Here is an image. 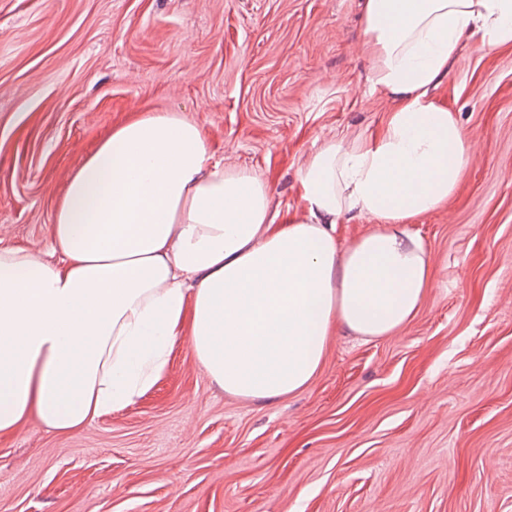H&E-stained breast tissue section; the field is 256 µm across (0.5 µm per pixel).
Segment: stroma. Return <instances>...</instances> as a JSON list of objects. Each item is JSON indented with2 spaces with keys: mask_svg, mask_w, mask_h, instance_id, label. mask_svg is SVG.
Wrapping results in <instances>:
<instances>
[{
  "mask_svg": "<svg viewBox=\"0 0 512 512\" xmlns=\"http://www.w3.org/2000/svg\"><path fill=\"white\" fill-rule=\"evenodd\" d=\"M360 0H0V244L46 250L72 171L113 127L180 112L225 167L299 209L314 146L391 107ZM433 101L471 141L410 227L435 280L415 318L337 332L302 391L224 393L187 340L122 410L0 435V512H512V48L463 45Z\"/></svg>",
  "mask_w": 512,
  "mask_h": 512,
  "instance_id": "obj_1",
  "label": "stroma"
}]
</instances>
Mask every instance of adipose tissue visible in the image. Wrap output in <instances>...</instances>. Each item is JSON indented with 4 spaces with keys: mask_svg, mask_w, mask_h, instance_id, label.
<instances>
[{
    "mask_svg": "<svg viewBox=\"0 0 512 512\" xmlns=\"http://www.w3.org/2000/svg\"><path fill=\"white\" fill-rule=\"evenodd\" d=\"M373 89L394 103L369 134L331 138L298 174L303 210L225 169L178 112L113 128L71 174L50 254L0 247V434L28 418L75 432L149 391L180 339L225 393L278 398L318 374L338 328L395 334L435 264L408 226L445 205L469 139L430 92L463 42L512 46V0H362ZM377 225L341 245L337 224Z\"/></svg>",
    "mask_w": 512,
    "mask_h": 512,
    "instance_id": "1",
    "label": "adipose tissue"
}]
</instances>
